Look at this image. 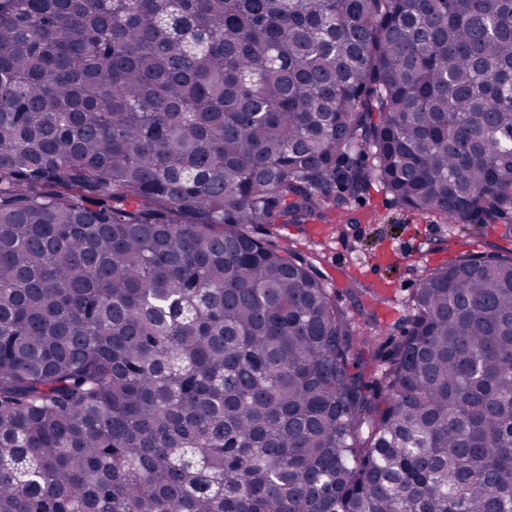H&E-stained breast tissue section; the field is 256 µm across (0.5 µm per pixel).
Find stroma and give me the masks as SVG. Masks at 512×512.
Segmentation results:
<instances>
[{
	"label": "stroma",
	"mask_w": 512,
	"mask_h": 512,
	"mask_svg": "<svg viewBox=\"0 0 512 512\" xmlns=\"http://www.w3.org/2000/svg\"><path fill=\"white\" fill-rule=\"evenodd\" d=\"M281 243L314 255L319 269L338 288L341 306L375 312L394 321L423 271L472 252H492L498 233H472L434 218L409 214L381 189H372L349 210H326L306 224H291Z\"/></svg>",
	"instance_id": "obj_1"
}]
</instances>
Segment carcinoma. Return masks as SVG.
I'll list each match as a JSON object with an SVG mask.
<instances>
[{
    "instance_id": "obj_1",
    "label": "carcinoma",
    "mask_w": 512,
    "mask_h": 512,
    "mask_svg": "<svg viewBox=\"0 0 512 512\" xmlns=\"http://www.w3.org/2000/svg\"><path fill=\"white\" fill-rule=\"evenodd\" d=\"M376 186L512 245V0H0V512H512V248L277 241ZM457 225L449 231L448 224L432 217L406 213L375 187L349 210L328 209L308 224H288L280 241L316 257V265L338 287L341 306L355 310L361 304L381 321L393 322L423 271L462 254L511 247L499 240L497 230L483 229L478 235L469 230L473 226ZM361 286L378 300L357 290Z\"/></svg>"
}]
</instances>
